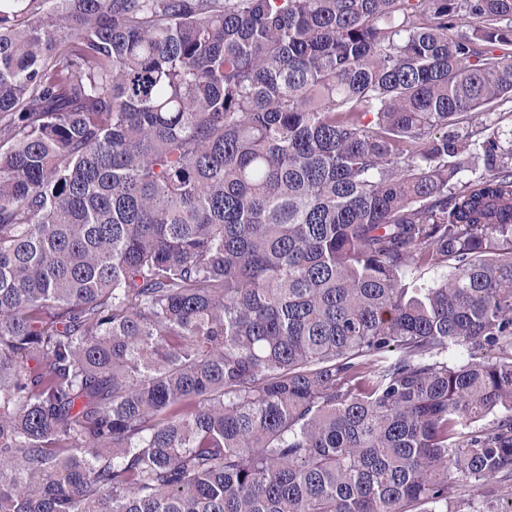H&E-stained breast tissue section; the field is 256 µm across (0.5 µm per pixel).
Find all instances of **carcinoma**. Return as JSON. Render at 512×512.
<instances>
[{"instance_id":"obj_1","label":"carcinoma","mask_w":512,"mask_h":512,"mask_svg":"<svg viewBox=\"0 0 512 512\" xmlns=\"http://www.w3.org/2000/svg\"><path fill=\"white\" fill-rule=\"evenodd\" d=\"M506 103L512 0H0V512H512Z\"/></svg>"}]
</instances>
